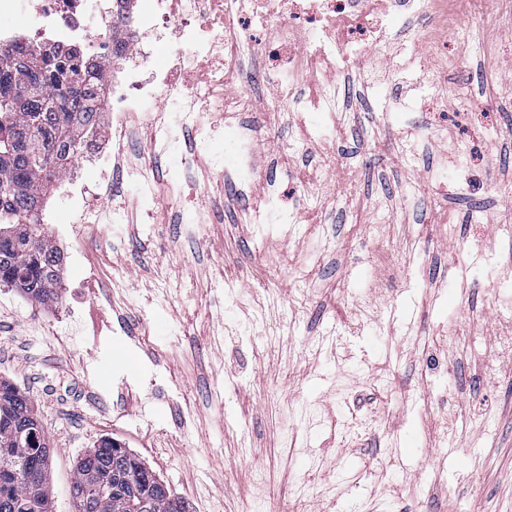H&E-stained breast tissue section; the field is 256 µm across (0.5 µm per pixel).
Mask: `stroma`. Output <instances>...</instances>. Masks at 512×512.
I'll use <instances>...</instances> for the list:
<instances>
[{
	"mask_svg": "<svg viewBox=\"0 0 512 512\" xmlns=\"http://www.w3.org/2000/svg\"><path fill=\"white\" fill-rule=\"evenodd\" d=\"M448 13L461 22L445 32L447 73L377 64L339 76L335 122L303 115L321 132L312 149L295 146L287 123L257 147L271 171L274 146H290L280 206L309 212L322 239L308 222L238 218L211 171L194 180L224 221L191 231L178 216L193 201L164 195L153 223L81 243L62 230L65 195L52 196L46 232L97 269L98 302L80 301L82 267L59 305L0 284V379L34 400L56 512H73L74 461L100 438L137 455L190 512H512V358L498 347L512 331V0L469 25L463 0ZM403 132L410 159L386 146ZM323 153L337 164L309 211L299 188ZM459 154L493 187L416 190L420 177L453 175ZM272 291L274 319L263 314ZM368 296L377 313L364 322ZM88 311L112 334L106 351L51 336L58 319ZM327 334L336 348L318 345ZM430 359L444 370L428 374ZM491 360L504 372L490 381ZM357 410L373 432L345 431Z\"/></svg>",
	"mask_w": 512,
	"mask_h": 512,
	"instance_id": "stroma-1",
	"label": "stroma"
}]
</instances>
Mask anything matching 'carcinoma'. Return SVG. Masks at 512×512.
I'll use <instances>...</instances> for the list:
<instances>
[{"label": "carcinoma", "instance_id": "carcinoma-1", "mask_svg": "<svg viewBox=\"0 0 512 512\" xmlns=\"http://www.w3.org/2000/svg\"><path fill=\"white\" fill-rule=\"evenodd\" d=\"M34 87L14 101L15 87ZM105 110L103 82L94 60L76 49L35 50L22 39L0 44V283L15 287L40 304L58 303L61 253L46 234L43 213L54 186L68 172L100 124ZM24 134L53 149L50 164L24 148L9 145ZM33 236L37 248L15 244L19 234ZM37 415L30 397L0 380V512H54L49 440L20 435ZM109 481L112 493L92 489ZM75 512H188L182 499H170L158 486L141 483L131 464L110 450H86L72 475Z\"/></svg>", "mask_w": 512, "mask_h": 512}]
</instances>
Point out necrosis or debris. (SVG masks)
Returning a JSON list of instances; mask_svg holds the SVG:
<instances>
[{
	"mask_svg": "<svg viewBox=\"0 0 512 512\" xmlns=\"http://www.w3.org/2000/svg\"><path fill=\"white\" fill-rule=\"evenodd\" d=\"M376 0H0V17L25 13L32 48H81L96 60L109 87L106 108L112 120L107 141L95 147L100 161L123 147L127 114L146 112L153 154H181L193 176L204 163L212 129L210 113H221L235 131V165L228 177L257 224H292L296 217L276 210L273 192L258 175L255 145L260 124L242 123V113L263 107L274 120L300 116L310 106L335 114L336 76L364 69L367 56H381L392 25L406 10L430 14L436 0H393L377 17ZM98 13L104 31L86 23ZM171 31L177 41L172 66L155 62V31ZM270 96L257 103L254 90ZM75 226L103 227L127 221L122 201L94 207L72 197Z\"/></svg>",
	"mask_w": 512,
	"mask_h": 512,
	"instance_id": "obj_1",
	"label": "necrosis or debris"
}]
</instances>
